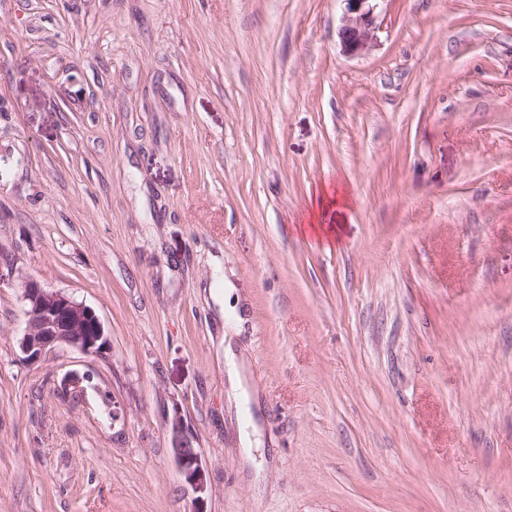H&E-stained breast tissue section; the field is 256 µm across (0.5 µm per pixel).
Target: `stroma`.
<instances>
[{
  "label": "stroma",
  "instance_id": "35a3bbf8",
  "mask_svg": "<svg viewBox=\"0 0 512 512\" xmlns=\"http://www.w3.org/2000/svg\"><path fill=\"white\" fill-rule=\"evenodd\" d=\"M342 12L0 0V512H194L176 411L206 512H512V0ZM27 277L105 353L25 362ZM345 12L337 30L341 51L347 56H360L374 45V16L370 2L376 0H341ZM226 342V345H225ZM226 362L227 397L239 407L241 397L244 395L242 367L237 360L236 353L227 338L224 339V363ZM170 429L175 461L186 482L199 494L197 503L202 505L206 492V476L201 449L194 447L193 437L177 411L174 412Z\"/></svg>",
  "mask_w": 512,
  "mask_h": 512
}]
</instances>
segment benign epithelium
Returning a JSON list of instances; mask_svg holds the SVG:
<instances>
[{"label": "benign epithelium", "mask_w": 512, "mask_h": 512, "mask_svg": "<svg viewBox=\"0 0 512 512\" xmlns=\"http://www.w3.org/2000/svg\"><path fill=\"white\" fill-rule=\"evenodd\" d=\"M345 12L337 30L341 51L347 56H360L374 45L372 0H343ZM26 317L25 331L19 341L24 360L36 363L60 345L87 355H101L109 345L104 327L89 306L68 295L44 287L33 278L22 282ZM175 461L186 482L198 493L203 504L206 476L201 449L194 447L193 437L179 413L171 421Z\"/></svg>", "instance_id": "benign-epithelium-1"}]
</instances>
